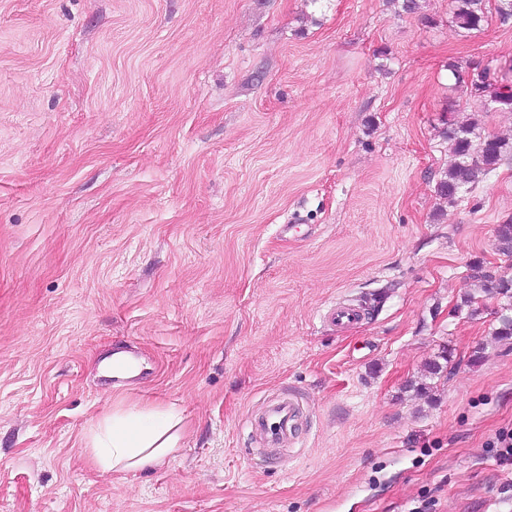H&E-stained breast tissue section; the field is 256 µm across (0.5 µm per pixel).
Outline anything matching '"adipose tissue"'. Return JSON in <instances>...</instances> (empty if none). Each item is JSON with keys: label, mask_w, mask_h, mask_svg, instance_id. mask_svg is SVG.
Returning a JSON list of instances; mask_svg holds the SVG:
<instances>
[{"label": "adipose tissue", "mask_w": 512, "mask_h": 512, "mask_svg": "<svg viewBox=\"0 0 512 512\" xmlns=\"http://www.w3.org/2000/svg\"><path fill=\"white\" fill-rule=\"evenodd\" d=\"M180 416L156 410H115L92 440L88 460L117 475L162 465L176 452Z\"/></svg>", "instance_id": "ef3b65f1"}]
</instances>
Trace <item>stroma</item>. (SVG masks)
Segmentation results:
<instances>
[{"label":"stroma","instance_id":"stroma-1","mask_svg":"<svg viewBox=\"0 0 512 512\" xmlns=\"http://www.w3.org/2000/svg\"><path fill=\"white\" fill-rule=\"evenodd\" d=\"M497 4L466 31L451 0H0V512H512L505 301L461 307L472 266L512 279V157L436 194L448 124L512 140L448 70H512ZM286 393L295 439L256 442ZM132 405L178 412V450L94 469Z\"/></svg>","mask_w":512,"mask_h":512}]
</instances>
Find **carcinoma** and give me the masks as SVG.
<instances>
[{
	"mask_svg": "<svg viewBox=\"0 0 512 512\" xmlns=\"http://www.w3.org/2000/svg\"><path fill=\"white\" fill-rule=\"evenodd\" d=\"M453 14L458 26L464 30L480 29L487 21L486 0H452ZM482 110L512 112V90L496 92L481 102ZM475 123H462L446 130L452 141L454 162L443 172L437 183V194L448 201L460 198L472 191L487 175L497 169L507 156L512 145L504 138L487 136L480 140L472 138ZM498 250L512 254V220L505 221L496 229ZM472 279L483 293H493L509 300L512 309V280H507L483 267L473 269ZM499 327L493 336L498 341L512 339V316L500 312Z\"/></svg>",
	"mask_w": 512,
	"mask_h": 512,
	"instance_id": "1",
	"label": "carcinoma"
}]
</instances>
